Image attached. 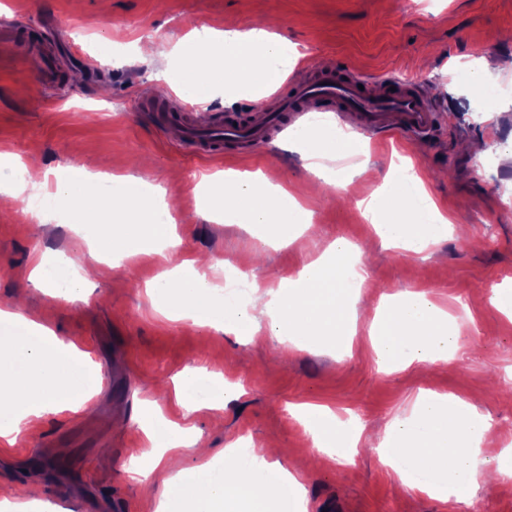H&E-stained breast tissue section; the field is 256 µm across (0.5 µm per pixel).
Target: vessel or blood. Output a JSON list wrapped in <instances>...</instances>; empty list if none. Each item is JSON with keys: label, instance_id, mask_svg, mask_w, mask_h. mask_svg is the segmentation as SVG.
<instances>
[{"label": "vessel or blood", "instance_id": "vessel-or-blood-1", "mask_svg": "<svg viewBox=\"0 0 512 512\" xmlns=\"http://www.w3.org/2000/svg\"><path fill=\"white\" fill-rule=\"evenodd\" d=\"M26 49L42 59L41 84L60 88L62 62L48 41H27ZM152 109L163 112L165 121L179 123L184 140L210 155L254 147L310 112L350 119L353 129L372 138L389 129L423 136L434 129L437 121L431 104L413 88L375 83L366 76L333 67L321 69L310 82L297 85L291 95L280 98L273 110L255 118L227 116L200 127L189 113L166 111L158 103Z\"/></svg>", "mask_w": 512, "mask_h": 512}]
</instances>
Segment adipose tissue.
Segmentation results:
<instances>
[{"label": "adipose tissue", "instance_id": "obj_1", "mask_svg": "<svg viewBox=\"0 0 512 512\" xmlns=\"http://www.w3.org/2000/svg\"><path fill=\"white\" fill-rule=\"evenodd\" d=\"M292 49L286 36L262 27L230 26L188 36L171 50L180 65L175 89L184 99L205 102L218 85L235 89L268 84L296 66ZM296 142L310 160V173L321 183L330 180L321 158L353 146L352 139L329 128L298 134ZM148 184L143 175L116 176L112 185L117 193L107 197L85 174L56 182L47 203L57 208L63 198H76V206L67 209L68 221L79 227L106 268L137 254L162 260L175 239V220L148 204ZM199 204L202 212L222 215L228 224L272 225L274 242L280 246L296 242L311 226L310 212L299 200L281 186L250 175H225L221 188L205 191ZM363 204L383 246L419 254L448 237L450 220L415 172L401 178L386 175ZM352 251L350 242L336 239L318 259L304 263L296 276L288 278L285 291L272 290L267 298L246 304L218 287H202L200 270L206 261L200 257L165 272L150 293L173 317L221 326L251 342L270 335L297 348L319 343L346 351L357 334L351 311L362 300L374 310L366 333L378 363L387 370L455 362L464 347L461 329L438 302L423 292L376 294L367 270L351 262ZM33 277L42 287L63 289L74 297L83 292L84 280L70 264L40 260ZM95 386L86 354L47 326L0 310L1 441L15 445L25 436L31 418L50 411H79ZM175 393L190 413L224 407V382L213 372H185ZM299 418L317 436L315 456L339 464L352 461L362 427L351 426L318 405L300 409ZM138 428L145 438L142 453L156 467L170 450L201 445L192 426L153 412ZM490 430L487 417L468 401L428 391L418 397L409 415L395 418L378 438L376 452L402 484L464 503L477 475L473 452L489 446ZM129 470L138 475L147 493H160L161 512H288L274 486L302 488L298 476L280 462L256 469L243 464L233 448L225 449L222 465L206 463L178 471L159 488L137 462H130Z\"/></svg>", "mask_w": 512, "mask_h": 512}]
</instances>
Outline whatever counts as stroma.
I'll use <instances>...</instances> for the list:
<instances>
[{"label":"stroma","instance_id":"1","mask_svg":"<svg viewBox=\"0 0 512 512\" xmlns=\"http://www.w3.org/2000/svg\"><path fill=\"white\" fill-rule=\"evenodd\" d=\"M0 14L55 40L65 81L61 90L43 87L23 46L0 44V149L24 163L38 160L52 179L87 164L101 177L128 175L131 159H149L151 179L177 225L168 260L126 258L109 275L86 279L83 296L72 300L39 287L32 270L43 256L84 269L94 262L89 244L72 225L18 218L11 197L0 194V309L47 323L89 355L101 379L83 409L46 413L17 444L0 443V484L17 490V503L36 485L45 512H156L157 500L144 497L127 472L142 447L134 416L151 405L194 425L216 454L242 438L255 448L291 449L282 464L298 473L307 512H452L451 503L401 484L365 444L351 465H307L315 439L296 411L323 405L381 434L396 416L409 414L422 392L453 394L491 419L496 444L481 454L488 467H497L500 449L512 448V319L488 300L491 289H512V163L496 159L481 170L460 148L494 140L512 151V71H492L487 82L500 93L478 110L461 79L470 61L512 56V0H109L105 10L100 0H0ZM259 15L300 54L288 82L324 66L388 76L432 102L436 128L424 138L386 133L373 142L334 115L308 113L301 127L321 119L358 144L327 159L341 184L321 188L304 156L279 136L244 154L188 155L181 135L142 109L147 99L180 104L164 64L100 60L107 40H140L166 51L193 31L223 28L229 18L247 27ZM276 92L272 85L218 94L192 119L205 125L218 113L270 107ZM404 156L441 211L465 227V238L449 235L416 257L381 246L360 202L375 186L372 172L386 173ZM225 170L262 173L306 199L310 230L294 244L271 246L263 241L267 229L202 215L195 183ZM338 238L360 249L380 292L415 290L447 305L466 339L452 370L412 365L388 373L359 347L295 349L271 336L252 344L165 317L146 292L169 266L198 254L210 257L206 275L215 284L236 262L249 269L252 284L275 290ZM190 369L222 373L232 385L223 427H214L207 408L184 416L174 382ZM463 512H512V478L477 480Z\"/></svg>","mask_w":512,"mask_h":512}]
</instances>
